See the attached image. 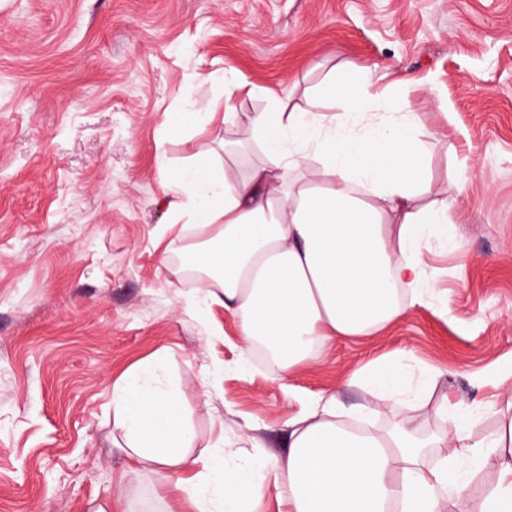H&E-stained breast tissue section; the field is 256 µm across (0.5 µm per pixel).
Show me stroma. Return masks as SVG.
Here are the masks:
<instances>
[{
    "instance_id": "1",
    "label": "stroma",
    "mask_w": 512,
    "mask_h": 512,
    "mask_svg": "<svg viewBox=\"0 0 512 512\" xmlns=\"http://www.w3.org/2000/svg\"><path fill=\"white\" fill-rule=\"evenodd\" d=\"M363 68L420 116L433 191L464 170L467 198L422 245L426 304L285 378L244 358L223 305L189 306L176 260L204 235L173 206L176 175L246 176L253 113L287 94L332 113L318 86ZM387 359L409 390L362 424L446 432L451 394L480 406L475 435L502 425L486 404L512 394V0H0V512H194L128 469L114 392L135 370L176 391L192 455L212 447L232 475L286 453L315 395L365 403L354 376Z\"/></svg>"
}]
</instances>
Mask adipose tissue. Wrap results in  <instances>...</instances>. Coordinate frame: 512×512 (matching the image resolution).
<instances>
[{
  "mask_svg": "<svg viewBox=\"0 0 512 512\" xmlns=\"http://www.w3.org/2000/svg\"><path fill=\"white\" fill-rule=\"evenodd\" d=\"M370 85L366 72L351 85L328 81L323 97L344 103L343 113L329 118L289 96L253 113L263 158L247 178L211 164L184 168L176 178L187 196L184 215L208 236L184 248L190 266L206 274L192 306L222 301L245 347L262 342L288 373L333 339L381 333L422 304L420 247L448 235L453 205L432 195L419 119L385 111ZM316 161L323 166L319 185L305 176ZM359 380L373 412L398 403L405 370L386 360ZM116 400L128 458L186 496L196 512H238L261 491L251 479L257 468L272 474L286 512H447L492 454L501 462L486 479L478 512H512V420L473 440L477 407L450 395L437 412L457 453L437 467H427V446L411 420L384 435L354 431L336 421L331 394L289 419L285 455L254 457L230 482L222 460L190 454L175 391L134 373Z\"/></svg>",
  "mask_w": 512,
  "mask_h": 512,
  "instance_id": "1",
  "label": "adipose tissue"
}]
</instances>
